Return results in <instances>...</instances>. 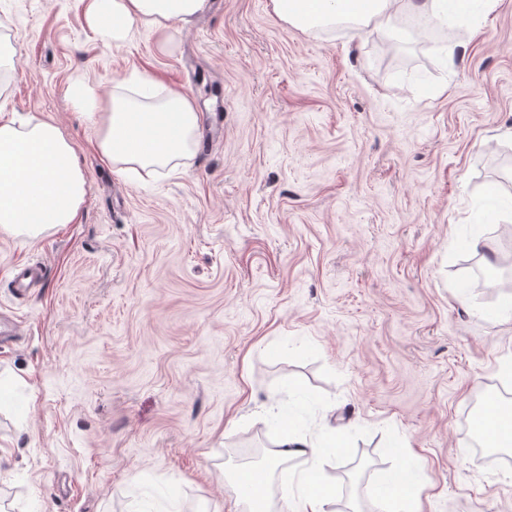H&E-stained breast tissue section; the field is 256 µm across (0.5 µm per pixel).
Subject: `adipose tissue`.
Returning a JSON list of instances; mask_svg holds the SVG:
<instances>
[{"label": "adipose tissue", "mask_w": 512, "mask_h": 512, "mask_svg": "<svg viewBox=\"0 0 512 512\" xmlns=\"http://www.w3.org/2000/svg\"><path fill=\"white\" fill-rule=\"evenodd\" d=\"M410 4L420 14L443 17L442 0H271L284 22L312 30L339 22L360 26L379 21L392 27L395 4ZM206 0H89L87 17L108 23L113 41L125 40L132 27L168 33L201 13ZM71 99L94 127L95 147L118 174L170 172L192 156L199 128L194 99L180 91L137 99L124 91L107 99L74 85ZM87 188L69 138L55 123L42 120L0 121V235L30 239L62 224H72L84 206ZM276 458H305L309 467L297 493L287 496L291 512H326L335 500L332 486L317 480L321 460L314 445L283 428Z\"/></svg>", "instance_id": "ef3b65f1"}]
</instances>
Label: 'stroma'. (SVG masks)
<instances>
[{"mask_svg":"<svg viewBox=\"0 0 512 512\" xmlns=\"http://www.w3.org/2000/svg\"><path fill=\"white\" fill-rule=\"evenodd\" d=\"M0 18V117L60 125L88 189L79 223L0 237V318L21 322L0 343L7 512H236L239 449L290 414L323 449L328 512H378L400 468L420 512H512V447L487 461L470 422L481 393L512 394V319L467 265L496 268L495 227L512 233L511 210L472 224L512 151V0L430 45L399 30L400 52L270 0H207L164 44L113 43L86 0H0ZM143 72L200 115L194 156L156 179L117 174L69 95ZM41 278L42 268L39 265H28L14 273L11 288L16 295L26 297Z\"/></svg>","mask_w":512,"mask_h":512,"instance_id":"1","label":"stroma"}]
</instances>
